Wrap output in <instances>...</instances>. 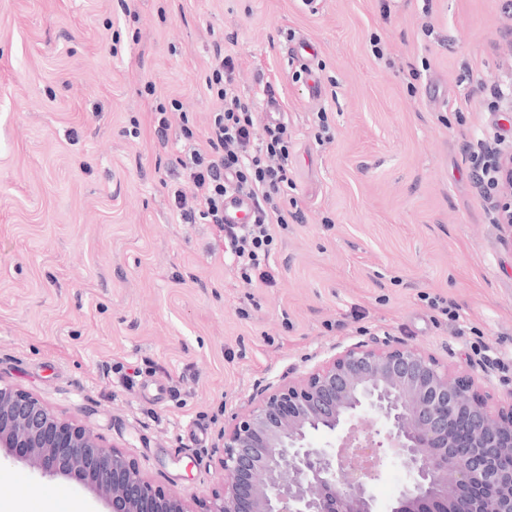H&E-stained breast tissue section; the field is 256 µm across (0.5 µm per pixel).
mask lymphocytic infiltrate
Instances as JSON below:
<instances>
[{
    "label": "lymphocytic infiltrate",
    "instance_id": "1",
    "mask_svg": "<svg viewBox=\"0 0 512 512\" xmlns=\"http://www.w3.org/2000/svg\"><path fill=\"white\" fill-rule=\"evenodd\" d=\"M235 74L234 58L216 50L205 79L215 109L204 132L175 99L156 107L153 127L161 139L171 126L180 128L183 148L167 185L179 222L214 225L241 278L270 286L276 231L288 225L292 137L287 122L268 120L236 92ZM233 193L248 195L256 207L254 222L240 230L224 222V199Z\"/></svg>",
    "mask_w": 512,
    "mask_h": 512
}]
</instances>
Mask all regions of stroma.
I'll list each match as a JSON object with an SVG mask.
<instances>
[{"mask_svg": "<svg viewBox=\"0 0 512 512\" xmlns=\"http://www.w3.org/2000/svg\"><path fill=\"white\" fill-rule=\"evenodd\" d=\"M302 41L316 56L287 58ZM218 47L256 111L270 76L292 132L271 288L232 271L213 225L177 223L160 182L182 142L174 127L159 145L152 114L175 98L206 129ZM495 88L512 89L502 0H0V381L194 510L221 484L210 452L231 412L351 344L409 345L499 405L512 244L471 166L495 133L512 144ZM53 493L107 509L0 453L14 512Z\"/></svg>", "mask_w": 512, "mask_h": 512, "instance_id": "35a3bbf8", "label": "stroma"}]
</instances>
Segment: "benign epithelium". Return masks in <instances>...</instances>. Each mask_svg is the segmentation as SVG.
I'll return each mask as SVG.
<instances>
[{
	"mask_svg": "<svg viewBox=\"0 0 512 512\" xmlns=\"http://www.w3.org/2000/svg\"><path fill=\"white\" fill-rule=\"evenodd\" d=\"M490 157L512 243V146ZM0 448L44 476L94 482L108 512H194L120 447L2 383ZM211 453L224 480L201 512H512V388L491 410L473 380L435 358L357 342L269 384L231 415ZM392 461L405 481L383 511L372 484Z\"/></svg>",
	"mask_w": 512,
	"mask_h": 512,
	"instance_id": "1",
	"label": "benign epithelium"
}]
</instances>
